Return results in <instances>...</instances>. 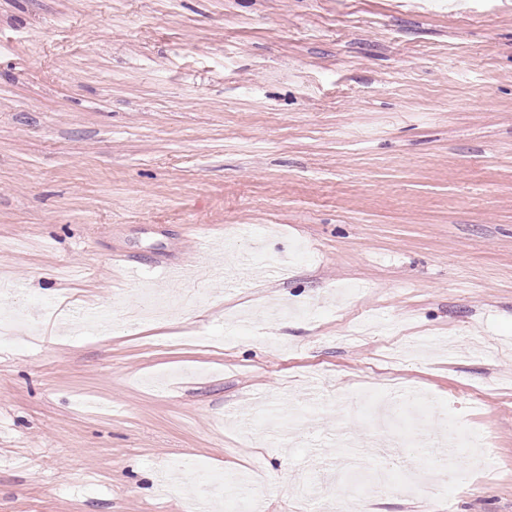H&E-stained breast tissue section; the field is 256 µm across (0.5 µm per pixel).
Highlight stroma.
<instances>
[{
    "mask_svg": "<svg viewBox=\"0 0 512 512\" xmlns=\"http://www.w3.org/2000/svg\"><path fill=\"white\" fill-rule=\"evenodd\" d=\"M4 282L0 512H512V0H0Z\"/></svg>",
    "mask_w": 512,
    "mask_h": 512,
    "instance_id": "stroma-1",
    "label": "stroma"
}]
</instances>
